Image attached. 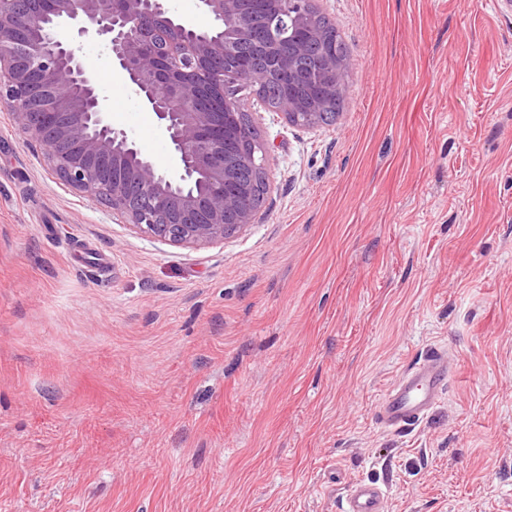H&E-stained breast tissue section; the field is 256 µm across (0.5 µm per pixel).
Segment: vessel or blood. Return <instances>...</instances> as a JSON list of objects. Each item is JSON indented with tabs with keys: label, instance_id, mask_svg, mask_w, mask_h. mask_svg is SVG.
I'll return each instance as SVG.
<instances>
[{
	"label": "vessel or blood",
	"instance_id": "b4317fda",
	"mask_svg": "<svg viewBox=\"0 0 512 512\" xmlns=\"http://www.w3.org/2000/svg\"><path fill=\"white\" fill-rule=\"evenodd\" d=\"M448 356L432 350L409 365L401 379L380 399L376 424L386 430L403 431L418 425L434 409L448 387ZM388 490L374 482L350 484L341 512H384Z\"/></svg>",
	"mask_w": 512,
	"mask_h": 512
}]
</instances>
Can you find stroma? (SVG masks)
Wrapping results in <instances>:
<instances>
[{"mask_svg":"<svg viewBox=\"0 0 512 512\" xmlns=\"http://www.w3.org/2000/svg\"><path fill=\"white\" fill-rule=\"evenodd\" d=\"M351 49L336 124L260 109L269 190L192 249L71 191L0 103V512H512V9L315 0ZM112 126L174 170L104 42ZM452 358L411 431L373 413ZM448 356L434 349L409 365L401 379L380 399L375 422L382 429L403 431L418 425L448 387ZM388 490L376 482L350 484L341 512H384Z\"/></svg>","mask_w":512,"mask_h":512,"instance_id":"35a3bbf8","label":"stroma"}]
</instances>
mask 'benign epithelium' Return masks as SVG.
Segmentation results:
<instances>
[{"mask_svg":"<svg viewBox=\"0 0 512 512\" xmlns=\"http://www.w3.org/2000/svg\"><path fill=\"white\" fill-rule=\"evenodd\" d=\"M216 34L174 15L166 0H0V101L16 125L46 147L51 170L64 184L120 214L135 232L175 246L205 247L245 230L259 207L248 180L266 173L261 141L245 152L232 143L229 107L256 94L275 75L303 84L296 60L315 36L313 0L294 13L282 0L251 9L248 0H199ZM104 38L112 66L139 102L154 112L172 144L177 168L169 173L109 123L100 88L64 27ZM300 33L291 51L276 38ZM336 85L302 101L276 98L289 125L318 126Z\"/></svg>","mask_w":512,"mask_h":512,"instance_id":"7a95c632","label":"benign epithelium"}]
</instances>
